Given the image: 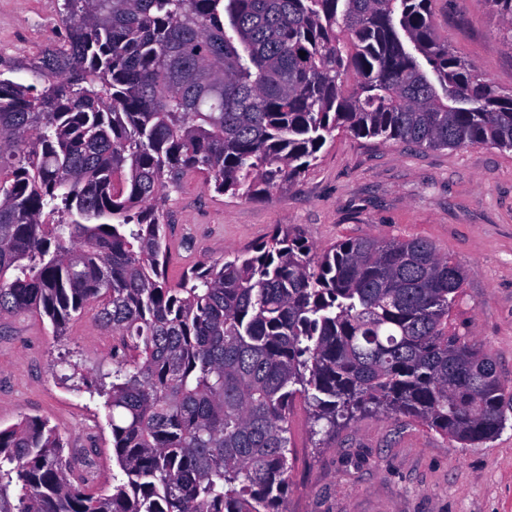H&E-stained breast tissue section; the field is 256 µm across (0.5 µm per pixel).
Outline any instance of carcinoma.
Here are the masks:
<instances>
[{
	"label": "carcinoma",
	"instance_id": "obj_1",
	"mask_svg": "<svg viewBox=\"0 0 512 512\" xmlns=\"http://www.w3.org/2000/svg\"><path fill=\"white\" fill-rule=\"evenodd\" d=\"M434 0H62L27 71L0 59V317L112 329L119 472L96 489L49 423L0 429L10 512H279L303 396L329 429L374 411L462 445L512 401L454 326L463 268L418 238L318 249L280 224L168 278L165 193L284 191L336 130L512 150L502 90L437 35ZM512 46V0H485ZM305 56H300V52Z\"/></svg>",
	"mask_w": 512,
	"mask_h": 512
}]
</instances>
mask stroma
Segmentation results:
<instances>
[{
	"instance_id": "obj_1",
	"label": "stroma",
	"mask_w": 512,
	"mask_h": 512,
	"mask_svg": "<svg viewBox=\"0 0 512 512\" xmlns=\"http://www.w3.org/2000/svg\"><path fill=\"white\" fill-rule=\"evenodd\" d=\"M434 13L456 55L512 89V47L484 0H436ZM60 36L57 0H0L1 56L24 65ZM164 210L173 281L199 261L250 250L279 224L319 248L364 236L424 239L464 267L452 319L512 383V150L421 149L337 132L286 192L230 198L188 176ZM94 314H74L62 337L33 312L0 319V427L48 419L104 489L112 433L89 385L112 369V332ZM505 411L498 435L464 448L381 412L319 432L294 400L283 512H512V406Z\"/></svg>"
}]
</instances>
